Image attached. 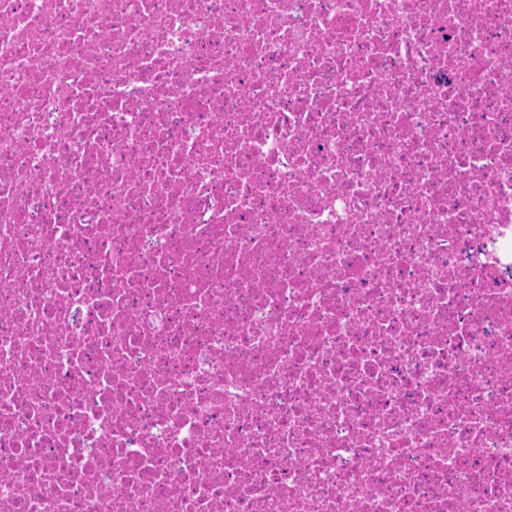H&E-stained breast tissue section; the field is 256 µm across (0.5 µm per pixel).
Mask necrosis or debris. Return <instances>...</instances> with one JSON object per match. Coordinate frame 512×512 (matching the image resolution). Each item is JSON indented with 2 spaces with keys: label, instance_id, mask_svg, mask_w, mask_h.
<instances>
[{
  "label": "necrosis or debris",
  "instance_id": "necrosis-or-debris-1",
  "mask_svg": "<svg viewBox=\"0 0 512 512\" xmlns=\"http://www.w3.org/2000/svg\"><path fill=\"white\" fill-rule=\"evenodd\" d=\"M0 512H512V0H0Z\"/></svg>",
  "mask_w": 512,
  "mask_h": 512
}]
</instances>
